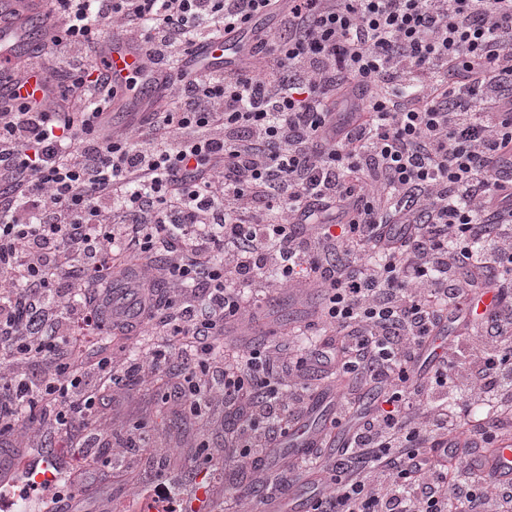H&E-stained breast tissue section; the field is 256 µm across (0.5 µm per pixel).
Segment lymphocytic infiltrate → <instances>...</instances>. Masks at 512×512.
<instances>
[{
  "mask_svg": "<svg viewBox=\"0 0 512 512\" xmlns=\"http://www.w3.org/2000/svg\"><path fill=\"white\" fill-rule=\"evenodd\" d=\"M39 7L49 39L0 93V440L44 407L59 430L95 421V382L118 398L173 369L164 398L180 410L237 406L232 456L257 472L256 449L287 436L327 365L373 398L337 397L350 454L309 512H512V480L457 479L512 438V0ZM267 16L279 27L255 35L251 73L191 68L196 43L240 42ZM108 28L167 83L133 129H112L118 95L92 58ZM32 78L41 97L21 92ZM160 249L170 288L145 321L165 344L130 361L88 294ZM301 273L323 295L324 340L221 354L255 299ZM487 287L500 301L481 331L424 369ZM91 488L53 476L12 491L58 512Z\"/></svg>",
  "mask_w": 512,
  "mask_h": 512,
  "instance_id": "lymphocytic-infiltrate-1",
  "label": "lymphocytic infiltrate"
}]
</instances>
